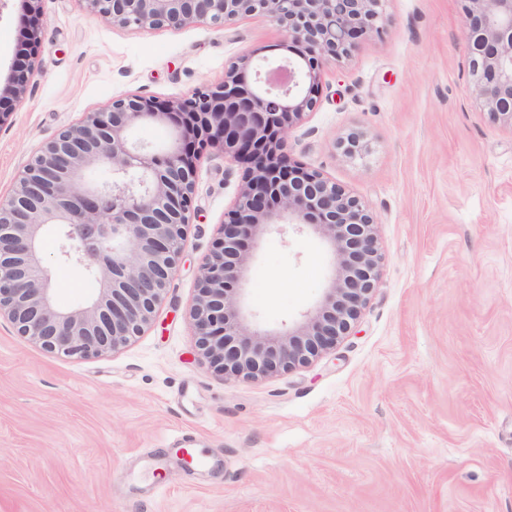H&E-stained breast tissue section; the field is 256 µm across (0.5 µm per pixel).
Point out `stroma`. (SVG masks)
<instances>
[{
	"instance_id": "stroma-1",
	"label": "stroma",
	"mask_w": 512,
	"mask_h": 512,
	"mask_svg": "<svg viewBox=\"0 0 512 512\" xmlns=\"http://www.w3.org/2000/svg\"><path fill=\"white\" fill-rule=\"evenodd\" d=\"M24 104L0 126V199L45 142L112 98L178 100L237 57L287 55L252 16L139 32L41 0ZM23 0L0 9V82ZM460 0H385L380 33L324 71L295 158L365 200L381 264L335 349L258 380L195 345L200 269L242 180L204 157L183 253L153 322L118 351L50 354L0 319V512H512V129L469 86ZM363 138V157L341 141ZM305 234L266 235L247 297L288 327L328 285ZM221 459L154 457L181 435Z\"/></svg>"
}]
</instances>
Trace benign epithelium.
<instances>
[{"instance_id": "7a95c632", "label": "benign epithelium", "mask_w": 512, "mask_h": 512, "mask_svg": "<svg viewBox=\"0 0 512 512\" xmlns=\"http://www.w3.org/2000/svg\"><path fill=\"white\" fill-rule=\"evenodd\" d=\"M29 15L18 63L0 85V125L24 102L44 20ZM90 16L137 30L188 25L228 28L265 16L297 59L272 62L247 52L215 85L159 101L111 99L49 140L0 200V317L50 353H113L151 324L183 249L200 160L229 158L243 169L221 238L201 268L190 317L210 366L258 378L311 362L348 335L376 286L381 260L367 202L294 161L290 134L318 104L323 67L381 31L382 0H80ZM472 94L493 121L512 129V0H460ZM169 129L164 149L132 143L143 123ZM366 152L353 133L341 143ZM106 168L112 177L94 182ZM56 263L83 269L97 292L74 307L55 298L44 257L50 230ZM306 233L332 257L329 288L286 329L260 324L246 302L253 251L267 234Z\"/></svg>"}]
</instances>
